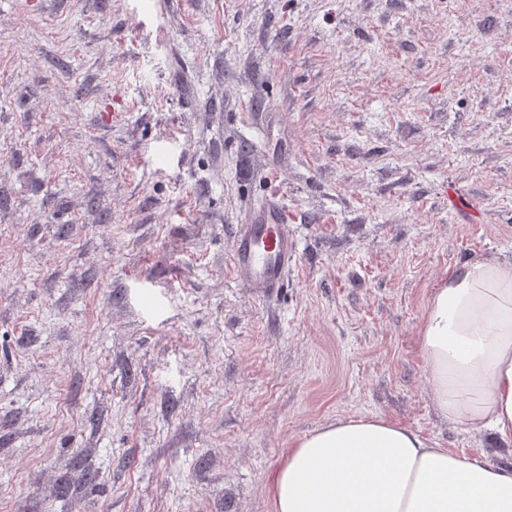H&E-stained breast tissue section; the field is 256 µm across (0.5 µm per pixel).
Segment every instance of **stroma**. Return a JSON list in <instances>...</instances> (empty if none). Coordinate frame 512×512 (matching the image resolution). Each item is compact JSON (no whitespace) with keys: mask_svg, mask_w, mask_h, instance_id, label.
<instances>
[{"mask_svg":"<svg viewBox=\"0 0 512 512\" xmlns=\"http://www.w3.org/2000/svg\"><path fill=\"white\" fill-rule=\"evenodd\" d=\"M288 286L230 268L266 195ZM512 260V0H0V512H272L302 436L434 409L449 269Z\"/></svg>","mask_w":512,"mask_h":512,"instance_id":"1","label":"stroma"}]
</instances>
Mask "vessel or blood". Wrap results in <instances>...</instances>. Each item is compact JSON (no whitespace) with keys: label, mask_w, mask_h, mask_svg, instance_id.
I'll use <instances>...</instances> for the list:
<instances>
[{"label":"vessel or blood","mask_w":512,"mask_h":512,"mask_svg":"<svg viewBox=\"0 0 512 512\" xmlns=\"http://www.w3.org/2000/svg\"><path fill=\"white\" fill-rule=\"evenodd\" d=\"M297 252L286 206L279 196H266L236 227L231 250L234 277L256 299H270L284 287Z\"/></svg>","instance_id":"b4317fda"}]
</instances>
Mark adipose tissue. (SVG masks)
Wrapping results in <instances>:
<instances>
[{
  "instance_id": "1",
  "label": "adipose tissue",
  "mask_w": 512,
  "mask_h": 512,
  "mask_svg": "<svg viewBox=\"0 0 512 512\" xmlns=\"http://www.w3.org/2000/svg\"><path fill=\"white\" fill-rule=\"evenodd\" d=\"M420 345L435 410L512 445V261L449 270ZM266 487L273 512H512V468L378 416L340 418L300 438Z\"/></svg>"
}]
</instances>
